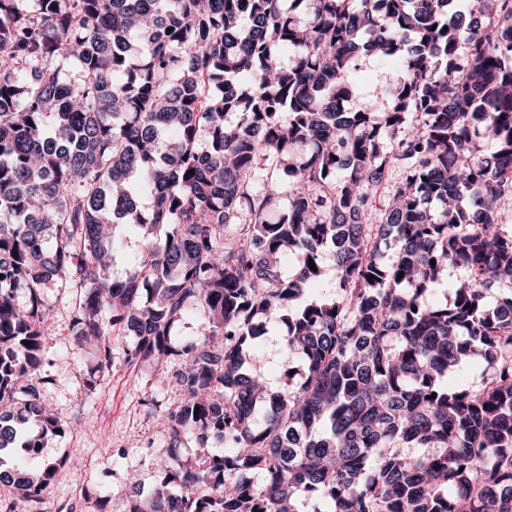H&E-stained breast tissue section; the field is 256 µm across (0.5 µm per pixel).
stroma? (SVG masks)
<instances>
[{"instance_id": "35a3bbf8", "label": "stroma", "mask_w": 512, "mask_h": 512, "mask_svg": "<svg viewBox=\"0 0 512 512\" xmlns=\"http://www.w3.org/2000/svg\"><path fill=\"white\" fill-rule=\"evenodd\" d=\"M42 294L55 317L44 337L41 373L48 382L41 397L74 425L63 436L46 438L38 450L39 460L59 463L44 494L43 512L60 504L75 512H125L132 482L148 491L159 481L153 457L167 445L163 417L177 396L151 387V363H127L124 339L112 340V363L100 369L99 351L82 346L70 332L76 289L56 282ZM254 353L274 392L287 389L289 371L303 367L299 357L289 355L283 330L274 322ZM91 378L98 387L88 396L84 385Z\"/></svg>"}]
</instances>
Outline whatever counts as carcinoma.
I'll return each instance as SVG.
<instances>
[{"instance_id": "1", "label": "carcinoma", "mask_w": 512, "mask_h": 512, "mask_svg": "<svg viewBox=\"0 0 512 512\" xmlns=\"http://www.w3.org/2000/svg\"><path fill=\"white\" fill-rule=\"evenodd\" d=\"M450 5L0 0V449L38 427L0 512H41L57 467L31 449L70 429L32 384L55 281L101 367L113 335L185 359L164 478L126 512H512V0ZM361 56L400 73L352 110ZM326 251L336 296L308 299ZM271 321L306 366L279 393L246 367ZM474 358L483 382L448 387ZM189 432L228 450L188 461ZM202 316L197 313L189 314L182 320L175 329L173 342L176 346H181L189 341L199 339L203 332Z\"/></svg>"}]
</instances>
